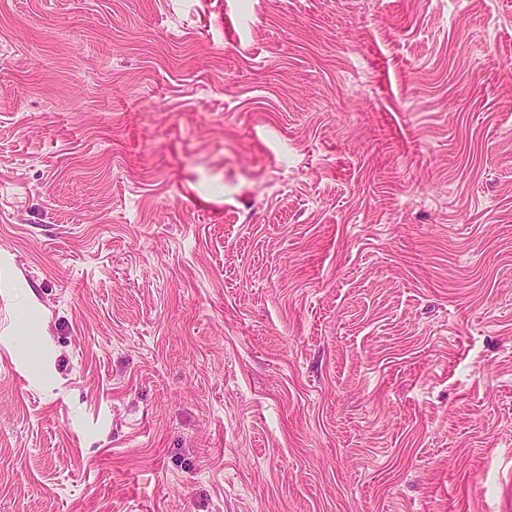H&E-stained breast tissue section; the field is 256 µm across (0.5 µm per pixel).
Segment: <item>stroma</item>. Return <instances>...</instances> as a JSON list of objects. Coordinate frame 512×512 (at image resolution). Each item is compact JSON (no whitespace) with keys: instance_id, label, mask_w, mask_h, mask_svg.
<instances>
[{"instance_id":"35a3bbf8","label":"stroma","mask_w":512,"mask_h":512,"mask_svg":"<svg viewBox=\"0 0 512 512\" xmlns=\"http://www.w3.org/2000/svg\"><path fill=\"white\" fill-rule=\"evenodd\" d=\"M0 512H512V0H0Z\"/></svg>"}]
</instances>
